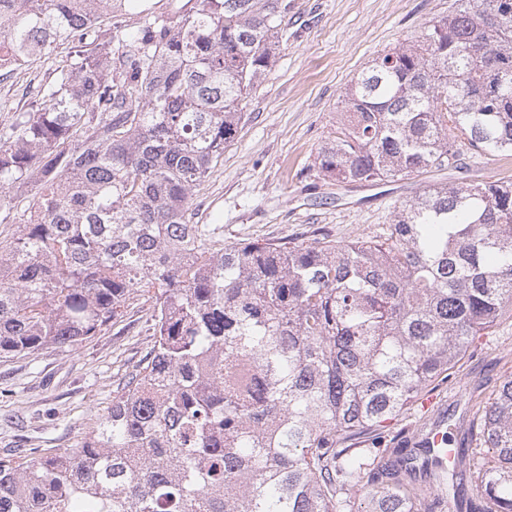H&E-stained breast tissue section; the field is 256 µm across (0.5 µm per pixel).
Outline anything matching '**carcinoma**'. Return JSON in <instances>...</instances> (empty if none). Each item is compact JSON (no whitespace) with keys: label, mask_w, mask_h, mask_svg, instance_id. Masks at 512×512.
I'll return each mask as SVG.
<instances>
[{"label":"carcinoma","mask_w":512,"mask_h":512,"mask_svg":"<svg viewBox=\"0 0 512 512\" xmlns=\"http://www.w3.org/2000/svg\"><path fill=\"white\" fill-rule=\"evenodd\" d=\"M143 23L106 37L100 19ZM280 0H0V46L28 66L73 51L41 107L0 129V358L64 348L152 309L149 352L78 448L0 456V512H435L469 475L512 512V378L419 483L389 432L512 312V181L435 184L393 223L338 242L224 245L189 223L194 188L268 69ZM489 11L498 26L485 29ZM512 156V0H457L345 89L316 164L340 184ZM253 362L247 386L226 367Z\"/></svg>","instance_id":"1"}]
</instances>
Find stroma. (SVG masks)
I'll return each mask as SVG.
<instances>
[{
  "mask_svg": "<svg viewBox=\"0 0 512 512\" xmlns=\"http://www.w3.org/2000/svg\"><path fill=\"white\" fill-rule=\"evenodd\" d=\"M283 35L266 74L254 85L240 129L224 159L190 200L191 221L220 224L224 242L329 236L349 241L380 233L397 206L425 186L512 180V167L480 155L466 170H433L411 180L343 189L319 173L318 151L336 121L340 96L370 61L407 42L456 0H287ZM69 45L0 75V127L30 110L38 87L53 81ZM151 313L130 300L122 318L65 348L0 359V454L9 448L78 447L129 367L152 344ZM512 377V317L475 339L436 406H416L399 439L431 429L442 416L472 419Z\"/></svg>",
  "mask_w": 512,
  "mask_h": 512,
  "instance_id": "obj_1",
  "label": "stroma"
}]
</instances>
